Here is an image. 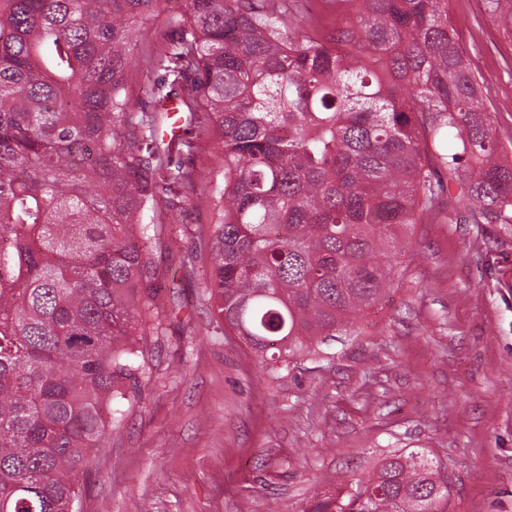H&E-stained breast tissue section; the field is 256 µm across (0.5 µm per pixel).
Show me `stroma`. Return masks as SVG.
Returning <instances> with one entry per match:
<instances>
[{
  "label": "stroma",
  "instance_id": "obj_1",
  "mask_svg": "<svg viewBox=\"0 0 512 512\" xmlns=\"http://www.w3.org/2000/svg\"><path fill=\"white\" fill-rule=\"evenodd\" d=\"M183 10L170 0L132 48L136 94L157 79L146 59ZM448 18L510 162L512 40L487 0H448ZM198 193L151 253L172 287L79 478L82 512H311L402 448L447 464L451 512H512V224L473 223L453 203L447 223L415 225L360 335L273 375L208 298L217 194Z\"/></svg>",
  "mask_w": 512,
  "mask_h": 512
}]
</instances>
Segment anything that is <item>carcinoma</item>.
Masks as SVG:
<instances>
[{"label":"carcinoma","instance_id":"cac0c4a2","mask_svg":"<svg viewBox=\"0 0 512 512\" xmlns=\"http://www.w3.org/2000/svg\"><path fill=\"white\" fill-rule=\"evenodd\" d=\"M165 0H0V512H79L105 408L140 369L139 326L165 287L150 261L195 185L222 180L207 288L265 368L354 336L391 287L398 238L455 199L512 223L483 86L448 0H185L137 106L130 47ZM512 37V0H491ZM224 169L186 168L165 104ZM423 448L379 459L317 512H448ZM312 13L314 21L321 25L325 31L336 29V26L341 20V15L336 7V3L330 0L313 1Z\"/></svg>","mask_w":512,"mask_h":512}]
</instances>
